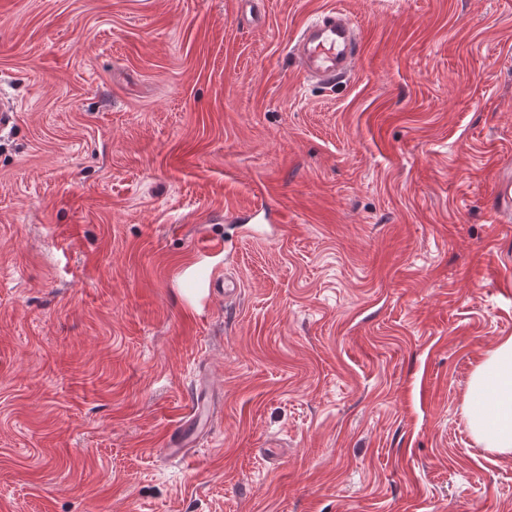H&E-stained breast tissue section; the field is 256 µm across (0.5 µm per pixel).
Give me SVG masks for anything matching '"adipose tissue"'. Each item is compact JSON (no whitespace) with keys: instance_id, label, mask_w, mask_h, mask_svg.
I'll use <instances>...</instances> for the list:
<instances>
[{"instance_id":"1","label":"adipose tissue","mask_w":512,"mask_h":512,"mask_svg":"<svg viewBox=\"0 0 512 512\" xmlns=\"http://www.w3.org/2000/svg\"><path fill=\"white\" fill-rule=\"evenodd\" d=\"M466 417L481 447L512 456V336L488 351L472 374Z\"/></svg>"}]
</instances>
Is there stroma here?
<instances>
[{"label":"stroma","instance_id":"1","mask_svg":"<svg viewBox=\"0 0 512 512\" xmlns=\"http://www.w3.org/2000/svg\"><path fill=\"white\" fill-rule=\"evenodd\" d=\"M329 8L331 88L290 53ZM1 91L0 512H512L463 411L512 336V0H0ZM361 47L359 33L346 15L328 9L298 34L292 54L304 75L333 87L350 75ZM189 292L195 293L201 290H207L208 294H224V303L234 299L239 292L240 284L233 277H215L212 273L204 269L192 271L191 275L185 281ZM212 410L201 393L192 392L184 415V421L169 436L165 456L171 460L191 458L201 436L208 432Z\"/></svg>","mask_w":512,"mask_h":512}]
</instances>
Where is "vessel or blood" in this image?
Segmentation results:
<instances>
[{
  "label": "vessel or blood",
  "mask_w": 512,
  "mask_h": 512,
  "mask_svg": "<svg viewBox=\"0 0 512 512\" xmlns=\"http://www.w3.org/2000/svg\"><path fill=\"white\" fill-rule=\"evenodd\" d=\"M361 51L358 31L338 9L322 11L297 36L292 54L302 73L324 86H335L346 79ZM189 292L201 290L234 299L240 288L232 277L220 278L206 270L193 271L186 280ZM212 410L200 393H192L183 422L169 436L165 455L171 460H186L195 453L201 436L207 433Z\"/></svg>",
  "instance_id": "obj_1"
}]
</instances>
